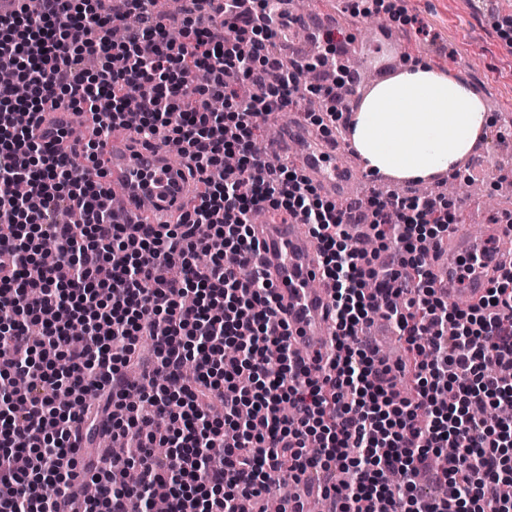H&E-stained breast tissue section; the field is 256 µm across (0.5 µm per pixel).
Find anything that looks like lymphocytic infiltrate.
<instances>
[{"label": "lymphocytic infiltrate", "mask_w": 512, "mask_h": 512, "mask_svg": "<svg viewBox=\"0 0 512 512\" xmlns=\"http://www.w3.org/2000/svg\"><path fill=\"white\" fill-rule=\"evenodd\" d=\"M0 17V68L29 89L0 85V512H69V491L91 484L82 512H266L272 474L313 475L334 512H512L495 484L512 479V418L483 410L512 400V268L467 309L442 293L422 243L457 222L446 206L416 196L341 205L321 199L297 166L255 153L259 123L306 93L327 99L331 130L348 129L335 85L306 87L302 61L284 63V0H223V19L183 13L182 42L152 24L149 0H36ZM137 24L123 41L113 27ZM99 61L89 70L87 57ZM255 89L238 97L224 72ZM208 84L193 80L196 71ZM223 99V111L211 108ZM99 118L82 154L98 162L99 138L141 106L138 142L176 140L198 192L173 224H121L111 191L75 158L33 136L47 104ZM238 157L224 166L225 154ZM263 209L307 225L332 289L331 352L317 371L288 343L277 296L253 267L250 224ZM371 224L383 251H365L351 227ZM57 264L25 274L45 242ZM253 270L243 278L242 268ZM67 305L85 336L73 344L55 317ZM392 321L412 356L415 394L400 396L391 368L361 338L375 315ZM40 322L32 342L27 327ZM154 360L144 366L143 344ZM277 347V366L266 352ZM192 385L173 390L186 363ZM141 369L138 403L126 375ZM101 414L127 443L106 465L78 464L84 426ZM139 479L124 480L128 470ZM430 472L432 496L418 489Z\"/></svg>", "instance_id": "1"}]
</instances>
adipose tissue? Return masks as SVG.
<instances>
[{
  "instance_id": "1",
  "label": "adipose tissue",
  "mask_w": 512,
  "mask_h": 512,
  "mask_svg": "<svg viewBox=\"0 0 512 512\" xmlns=\"http://www.w3.org/2000/svg\"><path fill=\"white\" fill-rule=\"evenodd\" d=\"M487 123L466 82L408 65L364 95L350 138L366 171L399 182L428 181L469 155Z\"/></svg>"
}]
</instances>
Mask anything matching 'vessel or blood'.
<instances>
[{
  "label": "vessel or blood",
  "instance_id": "obj_1",
  "mask_svg": "<svg viewBox=\"0 0 512 512\" xmlns=\"http://www.w3.org/2000/svg\"><path fill=\"white\" fill-rule=\"evenodd\" d=\"M33 134L46 148L66 155L79 152L89 139L87 129L75 122L72 113L52 106L45 108ZM270 151L293 153L312 186L328 198L342 196L345 174L339 164L340 151L316 128L300 121L292 123L282 129ZM101 157L106 176L126 210L139 211L142 202L148 200L153 204V216L173 217L196 192V179L174 164L164 150L132 149L110 140L102 146ZM253 233L256 261L274 287L291 348L304 366L316 369L333 332L328 315L332 291L322 276L316 242L306 225L274 222L262 211L253 217ZM509 240L512 227L505 224L486 225L478 236L466 225H455L438 247L433 272L437 278L454 283L459 294L477 301L489 288L497 267L507 261L504 244ZM477 251L484 253L485 267L468 278H459L454 259Z\"/></svg>",
  "mask_w": 512,
  "mask_h": 512
}]
</instances>
